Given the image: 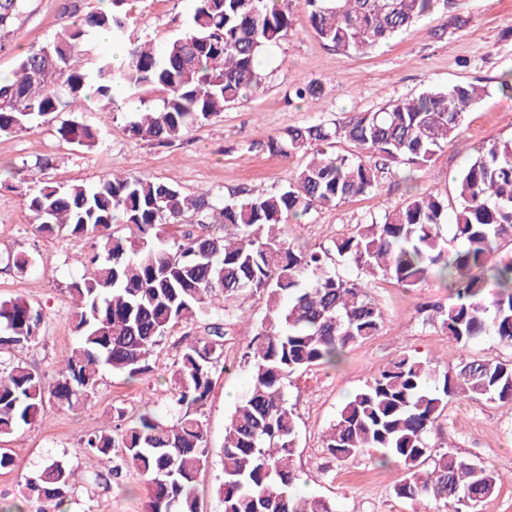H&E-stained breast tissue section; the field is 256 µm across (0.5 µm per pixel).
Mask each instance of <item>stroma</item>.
I'll return each mask as SVG.
<instances>
[{
	"instance_id": "obj_1",
	"label": "stroma",
	"mask_w": 512,
	"mask_h": 512,
	"mask_svg": "<svg viewBox=\"0 0 512 512\" xmlns=\"http://www.w3.org/2000/svg\"><path fill=\"white\" fill-rule=\"evenodd\" d=\"M64 4L65 0H29L10 47L0 50L1 76H10L30 47L53 39L82 15L104 6L103 0H76L75 10L70 11ZM190 8L191 0H132L129 31L157 43L167 41L184 31ZM261 68L265 82L260 92L164 147L132 139L122 122L93 106L76 118L102 130L104 140L94 149L60 140L51 124L0 139V298L23 297L43 315L40 339L22 353L23 362L51 369L61 351L74 343L76 306L69 285L87 271L82 257L96 251L89 239L32 234L26 186L15 175L23 162L50 157L46 176L62 185L96 183L125 172L151 176L187 193L207 188L223 198L242 189L270 192L285 186L307 158L300 153L273 156L252 149V142L280 135L291 126L319 121L340 125L432 88L483 86L486 94L466 113L460 136L438 151L429 166L410 175L389 169L370 193L311 211L301 223L288 224L291 242L328 248L355 225L381 219L384 208L400 206L412 194L436 189L455 196L456 179L479 147L512 140V94L499 89L501 76L512 73V0H464L458 8H439L395 39L351 54L326 46L299 0H294L288 34L263 55ZM300 79L318 81L321 95L304 101L292 98L290 91ZM18 253L34 261L23 274L8 262ZM329 267L336 275L363 284L381 310L383 326L349 349L336 368L314 367L291 377L287 398L299 425L297 489L330 500L337 512H415L414 503L396 498L393 473L379 467L370 455L339 461L324 448V436L344 400L403 353L437 358L442 371L455 367L466 354L510 360L512 349L490 336L464 349L449 343L436 308L448 304L451 292L435 279L407 289L380 277H366L337 256ZM242 313L259 322L265 314L262 296L240 295L224 313V356L198 411L209 445L207 472L197 487L202 512L224 510L215 492L223 476L224 427L249 386L243 332L237 323ZM199 333L195 325L176 327L164 344L163 361L139 379L104 371L96 391L79 409L47 402L42 416L1 438L0 448L17 465L0 470V502L18 498L26 479L54 459L76 473L68 512H146L144 478L131 469L123 470L120 478L110 477L113 460L81 450L80 442L117 424L119 416L129 417L147 407L177 417L170 370L181 356L184 336ZM431 442L500 476L499 490L480 502L475 512H512V402L451 401L432 431Z\"/></svg>"
}]
</instances>
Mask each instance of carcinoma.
<instances>
[{
  "label": "carcinoma",
  "instance_id": "cac0c4a2",
  "mask_svg": "<svg viewBox=\"0 0 512 512\" xmlns=\"http://www.w3.org/2000/svg\"><path fill=\"white\" fill-rule=\"evenodd\" d=\"M28 0H0V49ZM186 30L163 44L127 38L128 0L106 9L23 54L12 77L0 80V136L35 129L62 112L95 101L125 122L133 139L167 144L211 122L264 84L259 59L290 27V0H191ZM449 0H303L315 33L350 53L384 43ZM112 35L125 60L94 52L93 36ZM483 98L474 84L429 89L400 98L346 124L291 126L257 145L273 155H310L288 185L225 202L209 190L186 194L147 176L112 174L93 186L44 178L51 160L26 163L27 205L38 235L88 238L102 254L69 286L76 299V345L58 361L57 379L16 358L39 340L41 313L22 297L0 298V437L30 424L51 400L73 409L95 390L109 367L134 379L160 359L170 330L199 325L172 368L177 418L145 411L121 418L81 441L108 456L122 449L121 467L146 478L148 512H200L196 485L208 466L207 431L195 409L207 399L224 355L222 303L241 294L265 298L264 318L246 336L247 394L224 430V512H336L329 500L298 494V416L288 406V377L338 364L347 348L375 335L382 315L361 284L328 268L331 252L362 273L413 288L435 276L454 291L442 311L448 339L463 348L492 336L512 348V140L495 141L457 179L451 252L440 234L448 196L435 190L384 210L331 248L288 241L282 227L318 208L337 207L375 187L392 167L422 168L457 138L464 114ZM59 137L91 150L100 131L64 120ZM348 140L356 152L322 146ZM196 218L179 239L172 227ZM9 355L4 360L2 356ZM512 401V361L475 357L437 372L436 363L402 354L344 402L324 448L345 460L374 451L394 465L395 495L441 502L471 512L498 489L494 471L452 451L433 448L430 435L451 400ZM73 471L56 460L25 485L23 499H49L61 510Z\"/></svg>",
  "mask_w": 512,
  "mask_h": 512
}]
</instances>
